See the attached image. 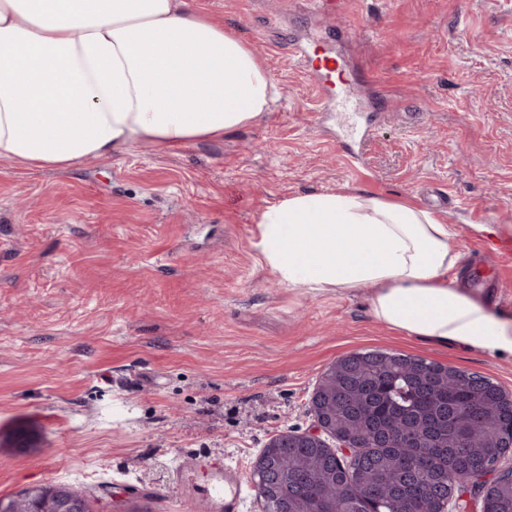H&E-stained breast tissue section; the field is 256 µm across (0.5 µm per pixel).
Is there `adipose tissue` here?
<instances>
[{"label": "adipose tissue", "instance_id": "ef3b65f1", "mask_svg": "<svg viewBox=\"0 0 512 512\" xmlns=\"http://www.w3.org/2000/svg\"><path fill=\"white\" fill-rule=\"evenodd\" d=\"M264 63L195 0H0V158L68 169L151 144L218 140L270 111ZM255 247L281 282L365 292L372 315L440 345L512 355V317L452 277L432 211L356 192L268 206Z\"/></svg>", "mask_w": 512, "mask_h": 512}]
</instances>
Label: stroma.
I'll list each match as a JSON object with an SVG mask.
<instances>
[{"label":"stroma","instance_id":"35a3bbf8","mask_svg":"<svg viewBox=\"0 0 512 512\" xmlns=\"http://www.w3.org/2000/svg\"><path fill=\"white\" fill-rule=\"evenodd\" d=\"M260 55L281 97L221 140L142 145L66 170L0 161V496L62 485L90 512H189L182 457L251 474L262 448L314 424L324 372L381 350L491 378L512 356L442 348L389 328L363 294L282 284L256 222L296 193L360 191L427 207L471 241L476 214L512 224V9L501 0H198ZM347 63L369 136L352 173L336 94L295 63ZM460 282L498 270L461 250Z\"/></svg>","mask_w":512,"mask_h":512}]
</instances>
